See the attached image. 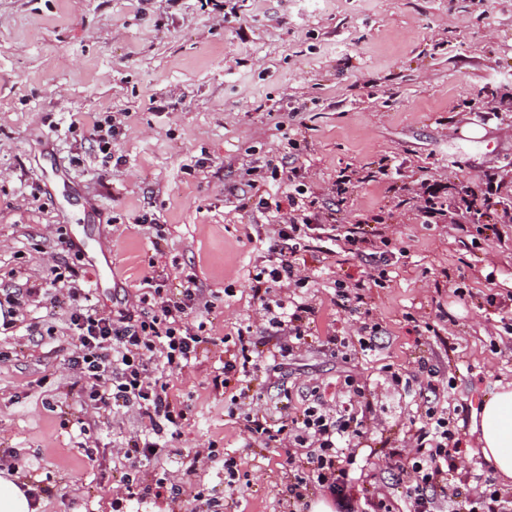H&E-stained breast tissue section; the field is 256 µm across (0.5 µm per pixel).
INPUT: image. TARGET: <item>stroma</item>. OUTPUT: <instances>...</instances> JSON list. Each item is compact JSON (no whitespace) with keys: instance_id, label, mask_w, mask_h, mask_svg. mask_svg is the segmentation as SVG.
<instances>
[{"instance_id":"1","label":"stroma","mask_w":512,"mask_h":512,"mask_svg":"<svg viewBox=\"0 0 512 512\" xmlns=\"http://www.w3.org/2000/svg\"><path fill=\"white\" fill-rule=\"evenodd\" d=\"M180 4L159 27L165 0H0V301L49 277L66 239L81 244L69 266L104 312L120 299L136 305L143 278L175 300L194 278L214 306L196 359L172 377L186 418L170 445L199 451L197 470L187 476L178 458L152 459L140 469L147 495L127 499L122 450L149 422L133 406L100 416L82 402L62 295L32 303L27 326L0 329V462L35 488L38 512H113L122 498L128 512H311L322 499L317 488L288 497L289 449L250 440L228 415L236 386L211 384L238 330L263 328L249 276L272 228L241 189L278 155L280 121L301 132L297 182L332 199L342 220L382 216L405 250L352 314L332 299L335 281L364 279L358 257L300 254L310 283L299 294L316 314L283 367L289 412L315 389L336 405L354 377L372 410L348 447L358 466L353 506L369 512L367 498L379 493L393 512H409L402 464L388 451L410 447L422 401L417 383L398 392L383 373L409 375L425 359L457 423L449 482L495 480L470 423L496 382L512 381V239L462 243L451 225L421 224L398 195L428 176L452 198L478 192L491 171L512 198V0H246L228 23L197 0ZM155 98L169 111L152 112ZM106 115L121 127L107 170L90 136ZM383 157L399 176L337 198L341 169ZM145 212L159 216L164 241L137 223ZM373 322L384 335L372 352L343 356L328 343L357 341ZM211 446L237 458L235 491L205 455ZM162 476L184 493L151 494ZM199 487L197 501L189 491Z\"/></svg>"}]
</instances>
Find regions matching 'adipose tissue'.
Listing matches in <instances>:
<instances>
[{
	"mask_svg": "<svg viewBox=\"0 0 512 512\" xmlns=\"http://www.w3.org/2000/svg\"><path fill=\"white\" fill-rule=\"evenodd\" d=\"M471 432L485 460L503 480L512 481V382L498 385L474 413Z\"/></svg>",
	"mask_w": 512,
	"mask_h": 512,
	"instance_id": "adipose-tissue-1",
	"label": "adipose tissue"
}]
</instances>
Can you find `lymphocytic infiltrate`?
Listing matches in <instances>:
<instances>
[{
	"label": "lymphocytic infiltrate",
	"instance_id": "f902f5d3",
	"mask_svg": "<svg viewBox=\"0 0 512 512\" xmlns=\"http://www.w3.org/2000/svg\"><path fill=\"white\" fill-rule=\"evenodd\" d=\"M281 145L280 154L267 165L271 179L283 186L281 194L270 195L251 182L243 196L252 211L273 228L269 262L252 277L250 290L263 313L264 337L274 340V356L285 359L299 348L305 336V317L312 312L307 303L272 293L276 287L307 285V278L298 273L296 256L315 247L329 255L339 250L354 254L368 271V283L380 287L388 278L397 245L386 236L382 222L338 223L330 203L306 185L290 182L288 171L298 160L299 141L295 134L285 132ZM483 182L488 192L498 185L491 172L485 174ZM488 192L481 196L470 193L452 203L445 185L424 178L418 180L408 202L424 224H451L467 236L499 239L512 225V202L491 206ZM62 292L69 299V321L77 336L69 364L84 382L89 405L99 413L111 412L120 404L135 405L151 422L153 437L128 442L123 450L127 462L123 482L127 492H134L139 486L141 462L162 451L158 435L177 433L185 418L183 408L170 398V378L195 358L203 341V328L195 323L203 314L197 304L200 290L195 281H188L181 299L175 301L150 279L135 307H120L105 314L91 308L88 293L66 285L63 273L57 271L44 282L18 289L11 310L13 322L24 320L30 301ZM237 340L239 348L225 361L222 375L214 376V388H226L232 379L241 389L249 387L256 344L247 329L239 330ZM157 359L162 362V372L152 379L148 366ZM418 373L419 394L426 409L414 429L413 446L403 467L413 512H432L437 503L449 504L450 512H512V499L495 485L482 486L477 492L449 485L448 473L459 445L455 421L439 397L434 366L420 362ZM348 392L353 400L365 395L364 389L355 385ZM353 400L330 407L317 398L295 415L284 405L241 412L253 442L266 448L285 444L297 449L298 464L294 481L288 486L289 497L303 498L307 488L314 486L334 496L338 507L349 508L354 459L346 454L344 445L361 437L365 418Z\"/></svg>",
	"mask_w": 512,
	"mask_h": 512
}]
</instances>
